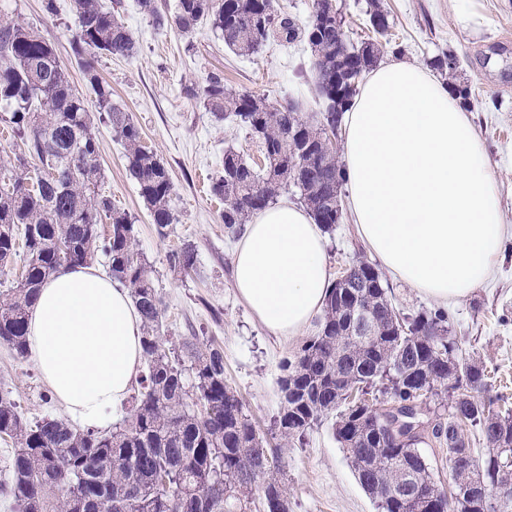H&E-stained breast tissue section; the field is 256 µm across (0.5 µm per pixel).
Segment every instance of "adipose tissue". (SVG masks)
Wrapping results in <instances>:
<instances>
[{"instance_id": "1", "label": "adipose tissue", "mask_w": 512, "mask_h": 512, "mask_svg": "<svg viewBox=\"0 0 512 512\" xmlns=\"http://www.w3.org/2000/svg\"><path fill=\"white\" fill-rule=\"evenodd\" d=\"M343 148L351 214L389 273L443 303L487 281L505 234L498 185L444 83L405 59L380 65L343 116ZM233 269L254 316L286 339L320 311L331 283L321 227L285 201L246 225ZM27 341L50 393L85 429L109 424L143 363L128 291L84 267L42 286Z\"/></svg>"}]
</instances>
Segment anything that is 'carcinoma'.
Listing matches in <instances>:
<instances>
[{
	"label": "carcinoma",
	"instance_id": "1",
	"mask_svg": "<svg viewBox=\"0 0 512 512\" xmlns=\"http://www.w3.org/2000/svg\"><path fill=\"white\" fill-rule=\"evenodd\" d=\"M158 27L172 23L183 34L202 22L231 51L249 55L276 38L305 39L315 53L314 79L324 110L310 121L300 98L293 106H273L240 94L211 76L185 88L203 100L218 119L232 118L263 144L266 164L257 171L239 153L224 151L212 177V192L224 199L220 218L236 233L257 211L289 186L296 187L314 221L336 226L344 164L330 147L355 90L346 87L336 104V67L349 82L375 66L378 39L356 45L336 38L332 0H313L307 25L275 14L274 0H178L173 18L139 0ZM75 58L95 94L98 121L112 126L127 146V168L151 211L159 235L173 223V184L167 168L141 145L138 127L112 104V90L97 73L103 56H129L132 35L100 0H75ZM374 34L385 36L388 11L371 2ZM433 68L452 78L460 66L448 52ZM0 121L23 151L15 157L19 173L0 179V273L22 263L17 285L0 292V343L14 357L28 356L27 320L39 288L62 269L108 258L109 276L129 291L143 322L144 363L129 416L105 430L81 429L42 416L28 420L14 389L0 386V436L12 444L0 497L11 512H252L258 474L278 488L290 512L288 488L280 478L281 458L243 412L236 392L224 380V352L214 343L185 340L164 345V309L148 266L136 248L129 213L95 190L100 178L98 146L86 101L70 83L53 43L16 21L0 23ZM108 221L107 234L99 224ZM171 268L190 272L195 249L186 245L168 254ZM365 283L337 303L341 289L331 284L316 331L283 361L279 387L296 389L280 407L281 436L304 444L322 418L335 415L336 440L350 460L363 490L379 512H512V408L495 410L486 398L490 382L483 362L463 355L449 335L448 315L427 310L410 318L393 306L378 269L359 261L346 269ZM358 396L348 399V391ZM450 396L448 417L422 428L423 399ZM478 431L484 451L472 447ZM463 438L454 451L475 461L441 485L418 445L442 436ZM430 497L424 502L413 490Z\"/></svg>",
	"mask_w": 512,
	"mask_h": 512
}]
</instances>
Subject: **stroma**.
<instances>
[{"mask_svg":"<svg viewBox=\"0 0 512 512\" xmlns=\"http://www.w3.org/2000/svg\"><path fill=\"white\" fill-rule=\"evenodd\" d=\"M380 2L393 19L382 40L381 61L401 57L423 65L448 51L461 61L456 83L469 90L462 105L473 116L495 173L507 234L492 278L469 297L448 305L449 330L463 353L493 370L491 396L512 406V0H477L487 23L474 33L459 28L454 0ZM114 12L132 34L137 51L102 58L98 73L112 89L113 104L139 127L142 145L167 166L175 220L166 235L157 233L127 170L124 143L110 125L97 122L93 132L99 144L102 191L116 208L132 216L137 227V247L163 302V338L177 344L195 336L220 345L224 376L244 413L270 446H281V364L302 340L272 337L237 294L232 281L237 237L224 227L223 205L205 184L230 148L262 169V145L236 124L216 120L202 100L187 96L185 86L218 76L226 87L259 95L273 105L300 89L309 112H319L324 102L316 90L310 49L303 40L288 45L271 42L258 53L239 56L225 48L208 24L188 35L172 25L156 27L137 0H119ZM0 18L19 19L51 40L73 86L87 101H94L71 49L73 0H0ZM325 237L333 276H340L356 259H373L351 216H343ZM187 244L197 253V267L184 274L169 266L167 256ZM1 383L15 388L28 419L65 418L63 407L48 398L34 362L14 360L3 343ZM281 448L291 512H378L334 436L332 418L315 425L304 445Z\"/></svg>","mask_w":512,"mask_h":512,"instance_id":"stroma-1","label":"stroma"}]
</instances>
